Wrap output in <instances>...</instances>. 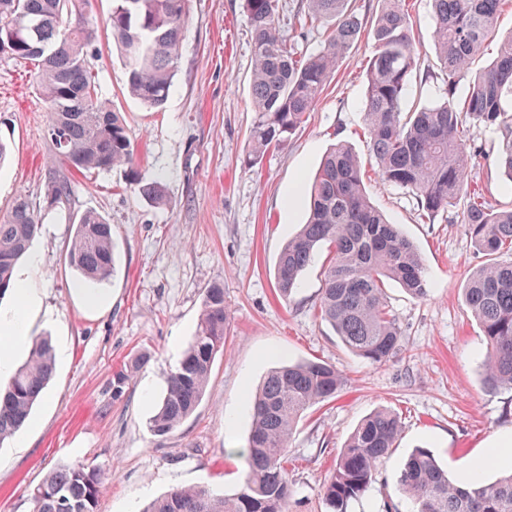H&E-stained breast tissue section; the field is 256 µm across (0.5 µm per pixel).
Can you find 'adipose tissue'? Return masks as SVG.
<instances>
[{"mask_svg": "<svg viewBox=\"0 0 512 512\" xmlns=\"http://www.w3.org/2000/svg\"><path fill=\"white\" fill-rule=\"evenodd\" d=\"M40 257L30 253L27 266L17 274L13 289L14 304L0 309V374L9 372L15 356L30 343V330L42 312L40 293L32 288L29 271L38 266Z\"/></svg>", "mask_w": 512, "mask_h": 512, "instance_id": "ef3b65f1", "label": "adipose tissue"}]
</instances>
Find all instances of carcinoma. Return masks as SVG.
<instances>
[{
  "instance_id": "1",
  "label": "carcinoma",
  "mask_w": 512,
  "mask_h": 512,
  "mask_svg": "<svg viewBox=\"0 0 512 512\" xmlns=\"http://www.w3.org/2000/svg\"><path fill=\"white\" fill-rule=\"evenodd\" d=\"M188 0H115L107 26L127 70L128 93L157 111L174 84L185 36ZM310 23L331 31L311 54L298 57L281 30L278 0H245L252 47L251 95L254 119L249 133V165L285 142L336 70L345 50L359 37L362 22L351 0H306ZM436 53L445 77L438 95L427 98V83L416 89L410 109V75L418 57L406 0H383L369 31L363 101L369 160L381 181L410 193L430 218L463 200L465 231L487 262L466 281L464 300L487 344L483 384L489 391L512 390V208L493 206L469 191L473 171L466 123L484 126L501 143L499 164L512 183V35L497 57L479 70L472 64L493 34L506 0H430ZM89 0H0V57L37 66V90L48 109L53 163L64 168L47 183L46 198L71 196L72 176L90 170L126 168L128 183L141 195L163 201L161 185L146 182L135 167V150L121 116L98 97L89 64L96 53V21ZM468 91L458 95L459 83ZM365 164L338 142L322 160L309 194V217L278 256L275 283L289 295L301 282L316 252L331 257L323 271L318 310L343 345L373 365L389 362L403 332L391 314L385 283L394 281L412 297L429 293L423 260L396 224L371 204ZM39 225L38 210L20 195L0 217V297L13 287L17 264ZM511 259L505 260L503 256ZM68 262L89 283L114 270L112 225L94 212L76 224ZM231 314L224 288L203 290L195 334L167 381L150 420L160 437L173 433L200 404L213 362L224 353ZM50 342L35 343L28 359L0 384V442L14 435L53 375ZM346 383L336 367L321 361L284 363L268 372L252 406V427L240 455L244 469L232 494L217 496L188 486L150 502L142 512H288L291 480L288 447L312 406L328 402ZM401 431V419L387 409L367 416L336 458L320 489L328 512H347L375 482L379 468ZM414 512H512V474L492 482L481 477L457 483L427 448L408 457L399 477ZM106 490L101 471L77 463L50 473L32 494L33 512H100Z\"/></svg>"
}]
</instances>
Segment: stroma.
Segmentation results:
<instances>
[{"label":"stroma","mask_w":512,"mask_h":512,"mask_svg":"<svg viewBox=\"0 0 512 512\" xmlns=\"http://www.w3.org/2000/svg\"><path fill=\"white\" fill-rule=\"evenodd\" d=\"M282 31L298 55L314 52L322 28L296 20L306 0H280ZM98 22L90 65L99 97L120 112L146 180H160L163 203L134 193L124 171L75 176L68 201L50 207L44 192L52 170L48 112L31 63L0 58V140L11 160L0 169V215L17 196L40 212L32 274L42 293L46 336L56 371L29 421L0 443V512H33L31 492L53 470L77 462L101 470L108 487L100 512H140L182 486L216 494L238 487L236 453L251 428V398L264 376L284 361L319 360L336 366L347 385L335 399L307 410L288 449L292 495L288 512H325L320 487L360 421L384 408L402 421L397 447L377 480L348 512H410L400 472L414 448H429L463 480L472 458L499 434L512 431V391L482 383L487 350L462 288L486 258L467 234L459 207L427 221L405 191L382 184L374 168L365 183L373 204L417 246L428 273L427 297L416 299L396 282L386 299L403 330L397 355L372 365L348 351L321 319L316 301L327 250H320L300 288L281 297L275 286L279 253L305 223L307 186L333 144L367 156L363 137L366 37L345 52L306 121L279 148L245 168L254 118L250 96L251 37L244 0H189L188 23L174 87L161 111L130 98L126 72L112 48L106 21L112 0H91ZM410 24L421 70L442 77L432 48L429 0H410ZM477 182L500 208V142L474 126ZM112 226L115 270L98 288L110 299L87 308L76 289L80 273L67 261L74 221L85 211ZM224 287L231 338L217 356L194 413L173 433L154 435L149 421L194 334L202 290ZM136 367L121 397L112 375Z\"/></svg>","instance_id":"stroma-1"}]
</instances>
